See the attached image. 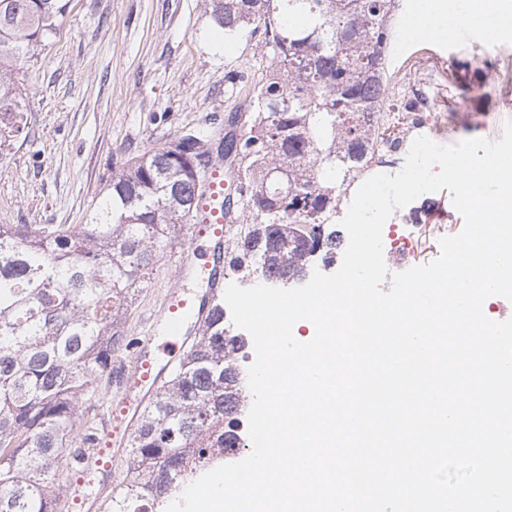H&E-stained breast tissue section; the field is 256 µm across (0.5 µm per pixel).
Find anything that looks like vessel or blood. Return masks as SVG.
<instances>
[{
  "instance_id": "b4317fda",
  "label": "vessel or blood",
  "mask_w": 512,
  "mask_h": 512,
  "mask_svg": "<svg viewBox=\"0 0 512 512\" xmlns=\"http://www.w3.org/2000/svg\"><path fill=\"white\" fill-rule=\"evenodd\" d=\"M196 226L177 253L183 280L148 318L147 333L131 347L130 362L115 367L122 397L115 426L103 431L105 449L81 457L83 469L95 471L99 487L85 497L84 512H104L115 486V459L128 451L143 406L160 393L167 376L194 340L203 334L212 302L224 286V163L212 161L196 189Z\"/></svg>"
}]
</instances>
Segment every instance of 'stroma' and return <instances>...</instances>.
Instances as JSON below:
<instances>
[{"mask_svg": "<svg viewBox=\"0 0 512 512\" xmlns=\"http://www.w3.org/2000/svg\"><path fill=\"white\" fill-rule=\"evenodd\" d=\"M260 36L230 37L211 17L210 0H71L62 26L12 78L25 99L27 127L0 167V224H85L112 176L128 158L164 147L183 130L213 132L245 90L237 73L260 77L273 57ZM512 53V31L448 45L392 36L386 57L391 119L402 128L410 102L430 100L415 136L430 134L432 112L448 109L450 135L436 143L495 140L502 91L487 57ZM473 86L462 97L465 86ZM429 210L411 223L392 216L409 238L401 268L440 254L441 234L464 225L448 190L428 194ZM178 279L174 254L160 257L151 285L138 294L125 333L137 338Z\"/></svg>", "mask_w": 512, "mask_h": 512, "instance_id": "1", "label": "stroma"}]
</instances>
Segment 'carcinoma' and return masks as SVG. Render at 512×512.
<instances>
[{
    "instance_id": "1",
    "label": "carcinoma",
    "mask_w": 512,
    "mask_h": 512,
    "mask_svg": "<svg viewBox=\"0 0 512 512\" xmlns=\"http://www.w3.org/2000/svg\"><path fill=\"white\" fill-rule=\"evenodd\" d=\"M399 0H211L228 36L264 35L275 67L248 90L245 135L224 143L246 223L227 220L234 266L270 280L306 274L320 231L384 137L385 56ZM69 0H0V126L24 111L5 72L56 36ZM373 119H365V115ZM206 168L200 155L161 148L128 159L87 224H0V512H55L65 449L98 446L80 414L96 381L112 377L133 296L155 259L195 223ZM246 340L225 321L224 298L142 411L107 512H156L175 488L224 462L239 441Z\"/></svg>"
}]
</instances>
